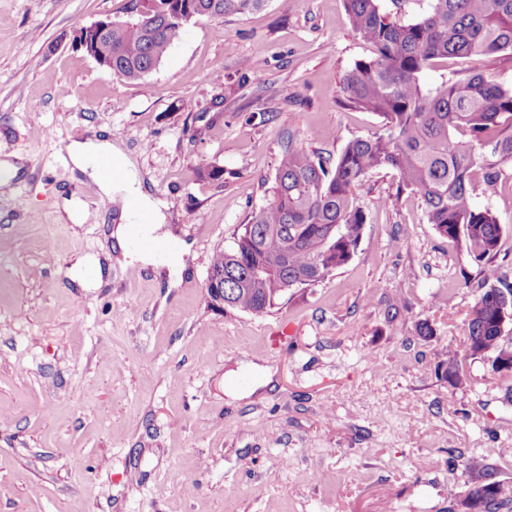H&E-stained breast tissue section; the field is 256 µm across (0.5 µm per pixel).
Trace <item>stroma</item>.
Listing matches in <instances>:
<instances>
[{"mask_svg": "<svg viewBox=\"0 0 512 512\" xmlns=\"http://www.w3.org/2000/svg\"><path fill=\"white\" fill-rule=\"evenodd\" d=\"M127 3L0 0V161L25 166L0 194V512H448L467 489L455 456L512 491L507 381L480 355L462 386L437 374L466 346L481 264L394 171L359 189L361 243L325 281L262 315L207 300L211 257L266 203L284 144L334 158L380 127L342 104V76L371 54L343 0L190 23L138 81L71 47ZM246 60L262 83L244 79ZM473 69L512 86V60L496 56L441 60L422 78ZM89 130L123 150L165 214L186 252L180 279L117 261L101 287L67 278L77 257L111 248L96 185L62 161ZM214 165L223 180L198 178ZM33 166L44 179L30 181ZM70 198L84 223L59 221ZM475 203L498 218L495 263L512 280V168ZM248 361L273 384L231 400L225 374L259 386L238 368Z\"/></svg>", "mask_w": 512, "mask_h": 512, "instance_id": "stroma-1", "label": "stroma"}]
</instances>
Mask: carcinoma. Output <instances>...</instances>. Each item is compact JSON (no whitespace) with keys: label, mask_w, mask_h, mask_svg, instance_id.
<instances>
[{"label":"carcinoma","mask_w":512,"mask_h":512,"mask_svg":"<svg viewBox=\"0 0 512 512\" xmlns=\"http://www.w3.org/2000/svg\"><path fill=\"white\" fill-rule=\"evenodd\" d=\"M135 13L102 41L112 48V74L137 81L152 72L196 16L222 18L258 10L268 0H130ZM353 29L372 48L342 79L345 103L378 115L380 129L349 141L336 161L288 146L276 169L268 202L254 209L210 268L224 271L233 308L255 315L277 307L287 288H308L347 264L362 239L366 214L357 188L372 173L391 169L398 190L424 204L440 235L464 244L484 263L480 295L467 316L464 355L485 354L490 371H503L501 323L512 283L493 264L502 227L488 208L475 205L478 187L493 190L512 166V88L475 73L426 84L422 72L439 59L491 55L512 59V0H429L411 20L385 12L378 0H344ZM441 377L463 382L458 357ZM468 476L463 497L449 494L448 512H512V497L495 470L458 459Z\"/></svg>","instance_id":"1"}]
</instances>
